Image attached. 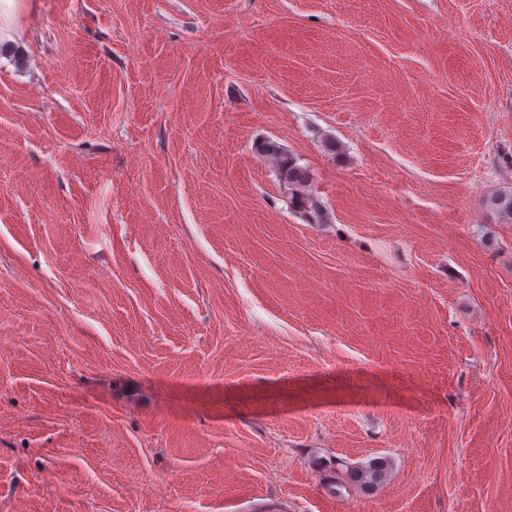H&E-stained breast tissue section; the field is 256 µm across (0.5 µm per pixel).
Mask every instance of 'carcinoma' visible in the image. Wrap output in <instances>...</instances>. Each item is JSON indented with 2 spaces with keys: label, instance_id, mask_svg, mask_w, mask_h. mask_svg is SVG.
<instances>
[{
  "label": "carcinoma",
  "instance_id": "1",
  "mask_svg": "<svg viewBox=\"0 0 512 512\" xmlns=\"http://www.w3.org/2000/svg\"><path fill=\"white\" fill-rule=\"evenodd\" d=\"M256 150L272 160L280 184L291 191L293 205L305 212L315 223H326V208L319 197L312 192L301 191V188L310 181L307 168L300 165L296 157L275 141L264 140L257 144ZM487 207L496 212L501 220L512 223V192L489 197ZM338 465L354 476L367 492L379 488L384 483L389 471V461L384 457L374 458L357 468L349 466L342 460L338 462Z\"/></svg>",
  "mask_w": 512,
  "mask_h": 512
}]
</instances>
